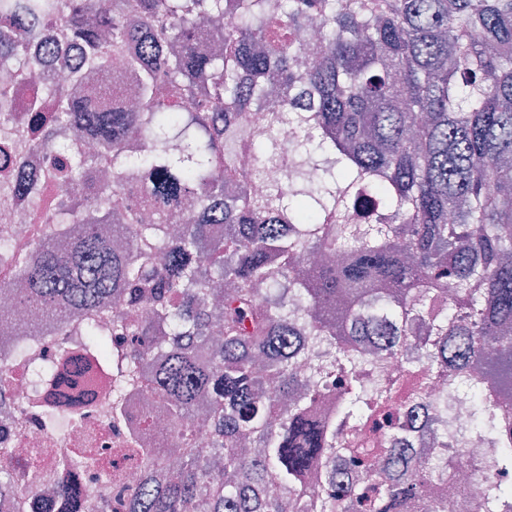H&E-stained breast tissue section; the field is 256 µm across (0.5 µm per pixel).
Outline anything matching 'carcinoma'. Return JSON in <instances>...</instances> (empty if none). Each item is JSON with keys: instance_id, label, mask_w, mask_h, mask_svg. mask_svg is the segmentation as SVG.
Returning <instances> with one entry per match:
<instances>
[{"instance_id": "1", "label": "carcinoma", "mask_w": 512, "mask_h": 512, "mask_svg": "<svg viewBox=\"0 0 512 512\" xmlns=\"http://www.w3.org/2000/svg\"><path fill=\"white\" fill-rule=\"evenodd\" d=\"M61 26L81 52L72 83L120 64L131 109L50 82L17 109L34 45ZM0 62L14 72L0 136L65 158L19 185L42 225L29 254L0 240L17 300L58 324L81 316L104 357L97 320L112 319L127 350L112 418L134 388L158 396L178 445L171 459L131 449L133 488L53 485L65 512H394L410 498L444 512L428 488L472 462L410 455L434 382L470 392L476 427L500 436L475 512L512 501L497 477L512 469V0H0ZM67 128L102 152L59 144ZM98 164L112 183L83 182ZM278 166L293 184L269 180ZM48 185L65 200L42 204ZM301 331L328 351L304 375ZM372 338L383 359L415 343L426 364L365 407ZM338 368L349 388L326 411ZM361 421L388 439L360 442ZM5 455L8 500L22 476Z\"/></svg>"}]
</instances>
